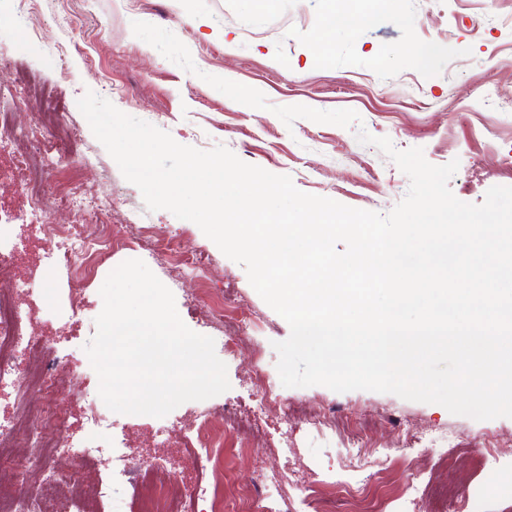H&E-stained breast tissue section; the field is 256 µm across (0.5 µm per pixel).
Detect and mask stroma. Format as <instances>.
Listing matches in <instances>:
<instances>
[{"label": "stroma", "mask_w": 512, "mask_h": 512, "mask_svg": "<svg viewBox=\"0 0 512 512\" xmlns=\"http://www.w3.org/2000/svg\"><path fill=\"white\" fill-rule=\"evenodd\" d=\"M366 11L365 0H269L263 8L254 0H28V28L19 31L12 0H0V53L12 69L35 73L61 122L77 130L54 173L56 190H92L112 204L103 221L139 218L159 236H177L185 250L210 258L207 276L177 281L164 258L135 243L86 267L55 265L51 244L23 213L24 193L0 180V249L16 256L12 280L22 290L30 331L60 376L58 401L76 413L82 393L98 394L84 347L103 308L100 289L125 260H142L169 287L181 319L198 334H214L200 318V299L219 297L228 286L265 321L257 340L243 343L228 366L225 395L183 403L162 418L112 414V445L129 458H176L180 476H188L193 460L165 443L158 429L191 423L207 404L248 401L252 372L261 364L275 367L273 344L286 340L290 327L253 289L244 267L195 223L147 209L140 189L93 135L78 100L93 91L180 144L201 150L225 145L247 164L290 176L303 192L382 214L409 189L408 177L390 158L359 143L356 128L307 119L289 127L272 106L351 109L362 128L390 138L396 149L420 148L434 165L458 161L449 186L463 202L478 204L489 188L512 186V26L485 19L484 0H386L373 18ZM135 20L173 32L188 47L197 74L136 38ZM318 44L324 47L320 57ZM12 69L0 70V84L9 82ZM206 73L260 90L269 109L230 99L203 81ZM287 394L288 412L271 407L262 423L268 440L287 436L290 456L244 448L225 435V500L274 476L307 487L300 512H320L345 472L361 487L352 512H364L381 494L404 499L411 480L405 435L419 432L448 437V448L430 449L423 462L433 483L468 496L472 512H512V418L478 421L391 393H338L320 385ZM310 414L335 415V429H310L303 422ZM356 436L365 454L346 460L341 444ZM376 448L389 449L386 461L375 462ZM476 448L494 450L497 470L475 463Z\"/></svg>", "instance_id": "35a3bbf8"}]
</instances>
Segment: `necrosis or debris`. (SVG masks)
Here are the masks:
<instances>
[{"instance_id": "4bbe7bcc", "label": "necrosis or debris", "mask_w": 512, "mask_h": 512, "mask_svg": "<svg viewBox=\"0 0 512 512\" xmlns=\"http://www.w3.org/2000/svg\"><path fill=\"white\" fill-rule=\"evenodd\" d=\"M28 108V82L24 76H17L12 86H0V157L9 158L12 180L24 187L29 214L41 219L44 236L55 239V261L68 266L102 250L103 244L95 234L94 226L109 204L105 201L93 204L73 195L60 196V203L73 210L75 222L64 233L51 224L46 186L48 172L46 168L34 167L32 161L60 157L62 140L46 125L50 113L31 118L24 125L16 124L14 113ZM204 318L216 331V341L228 364L234 362L239 345L250 340L260 326L256 313L242 306L236 291L231 288L225 290L223 301L206 303ZM22 344L33 356L41 355V339L25 335L21 313L9 288H1L0 388H12L20 401L36 383L46 393H54L57 378L50 376L48 366L32 369L24 365L18 357V347ZM250 387L249 406L225 401L222 407L200 413L191 427L181 429L183 446L196 464V476L192 481H179L171 472L164 480H156L157 466L149 461L132 467V499L138 502L139 512H197L202 503L208 504L209 512H288V496L281 485L273 481L242 495L233 507L224 505L225 434L235 435L252 447H260L264 435L256 419L278 399L277 384L265 368L256 369L250 378ZM70 418L67 409L54 403L49 404L38 418L28 419L22 425L0 418V485L19 480L27 468L44 465L55 455L67 456L73 462L66 474H48L35 496L13 499L0 495V512H72L71 500L57 492L58 485L63 482L77 488L83 499L97 506H105L108 502L109 484L89 480L86 469L95 462L111 461L112 451L96 444L77 446L71 443L64 435ZM21 433L29 440L32 450L27 457L19 459L13 455L12 446Z\"/></svg>"}]
</instances>
